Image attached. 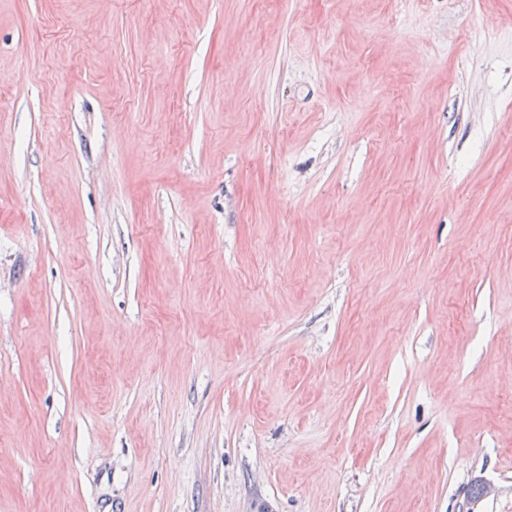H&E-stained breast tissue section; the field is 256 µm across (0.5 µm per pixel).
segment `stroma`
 Wrapping results in <instances>:
<instances>
[{"instance_id":"obj_1","label":"stroma","mask_w":512,"mask_h":512,"mask_svg":"<svg viewBox=\"0 0 512 512\" xmlns=\"http://www.w3.org/2000/svg\"><path fill=\"white\" fill-rule=\"evenodd\" d=\"M0 512H512V0H0Z\"/></svg>"}]
</instances>
